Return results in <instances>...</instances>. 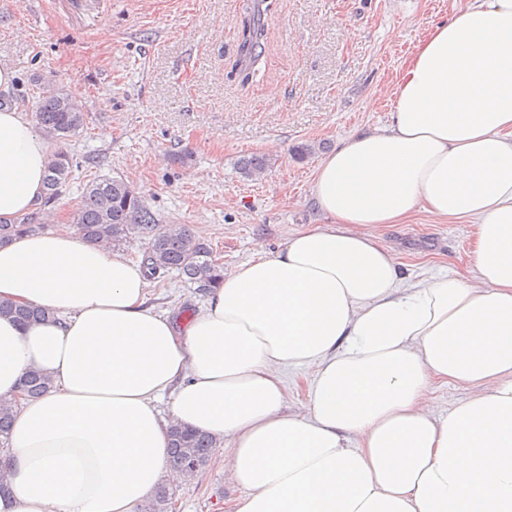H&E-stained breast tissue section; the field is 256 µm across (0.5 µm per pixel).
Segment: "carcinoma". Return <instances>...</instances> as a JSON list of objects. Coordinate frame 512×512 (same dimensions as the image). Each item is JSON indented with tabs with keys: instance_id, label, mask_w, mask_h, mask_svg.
<instances>
[{
	"instance_id": "cac0c4a2",
	"label": "carcinoma",
	"mask_w": 512,
	"mask_h": 512,
	"mask_svg": "<svg viewBox=\"0 0 512 512\" xmlns=\"http://www.w3.org/2000/svg\"><path fill=\"white\" fill-rule=\"evenodd\" d=\"M264 0H252L240 47L239 64L245 68L259 59L258 48L264 39L261 21ZM34 120L39 128L59 141L75 135L85 123L81 105L69 95L53 90L39 97ZM267 161L259 155L240 159L239 169L247 177L266 170ZM71 169L69 155L62 149L51 154L46 178L44 203L59 199L61 188L68 182ZM74 229L91 242L119 246L141 238L147 240L143 267L151 277L159 270L174 271L179 278L200 292L209 293L224 277V266L212 258V251L201 242L187 224L159 227L158 218L145 204L142 196L122 179L99 178L85 187L81 208L73 218ZM45 229L35 214L18 218L11 223L0 222V239ZM0 315L15 318L22 324L43 321L48 317L39 306H13L0 303ZM51 386L41 372L29 371L21 379L22 391L39 397ZM17 403L0 401V447L8 444ZM217 448V438L207 432L173 426L168 461L171 467L185 476L196 475L209 461ZM172 508L165 488L156 489L141 507V512H169Z\"/></svg>"
}]
</instances>
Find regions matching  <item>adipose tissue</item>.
<instances>
[{
	"label": "adipose tissue",
	"mask_w": 512,
	"mask_h": 512,
	"mask_svg": "<svg viewBox=\"0 0 512 512\" xmlns=\"http://www.w3.org/2000/svg\"><path fill=\"white\" fill-rule=\"evenodd\" d=\"M49 158L26 111L0 107V220L35 208ZM310 195L328 225L225 273L182 325L118 248L0 242V302L49 313L0 317V397L51 380L18 399L0 512H139L175 422L229 439L234 512H512V0L432 26L388 125L323 157ZM419 211L473 225L469 279L400 276L376 230ZM306 364L292 413L281 369ZM437 381L470 392L445 419ZM0 315L13 317L21 324L43 321L48 317L46 310L39 306H13L2 303H0ZM50 386V379L38 371H29L21 379V389L30 397L43 395L48 391Z\"/></svg>",
	"instance_id": "ef3b65f1"
}]
</instances>
